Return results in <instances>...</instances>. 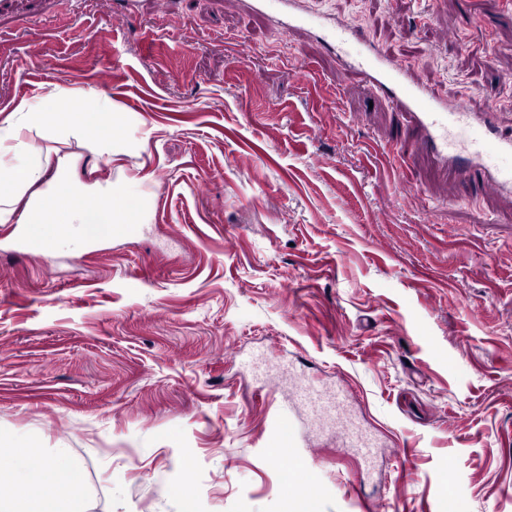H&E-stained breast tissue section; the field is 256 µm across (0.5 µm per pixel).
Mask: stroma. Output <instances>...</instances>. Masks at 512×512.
<instances>
[{"label":"stroma","mask_w":512,"mask_h":512,"mask_svg":"<svg viewBox=\"0 0 512 512\" xmlns=\"http://www.w3.org/2000/svg\"><path fill=\"white\" fill-rule=\"evenodd\" d=\"M304 7L512 132V0ZM0 91V127L21 102L57 127L117 113L119 135L61 151L143 210L93 248L25 250L0 223V470L18 439L64 450L96 512H512V211L401 166L408 135L362 74L238 0L129 20L55 0L0 33ZM47 146L1 139L0 180ZM294 376L345 389L373 457L289 429ZM292 440L293 489L273 461ZM278 462L288 466L289 478L293 485L301 484L304 472L308 469L307 459L299 452L289 453V455L278 454Z\"/></svg>","instance_id":"stroma-1"}]
</instances>
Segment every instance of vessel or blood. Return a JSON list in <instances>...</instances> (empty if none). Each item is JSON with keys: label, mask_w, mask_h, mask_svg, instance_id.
<instances>
[{"label": "vessel or blood", "mask_w": 512, "mask_h": 512, "mask_svg": "<svg viewBox=\"0 0 512 512\" xmlns=\"http://www.w3.org/2000/svg\"><path fill=\"white\" fill-rule=\"evenodd\" d=\"M250 8L270 15L290 31L312 34L317 22L300 12L299 0H248ZM322 29V28H319ZM321 39L340 47V60L357 68L371 87L383 91L396 115L409 131L402 162L426 155L444 182L478 180L487 192L512 197V138L496 135V115L474 112L463 102H448L418 82L412 72L398 65L373 46L351 37L346 23L322 29ZM137 224H89L85 232L89 244L108 238L132 236ZM344 392L331 393L301 381L288 391L286 406L296 417L318 428L335 429L337 435L371 447L372 442L348 418Z\"/></svg>", "instance_id": "obj_1"}]
</instances>
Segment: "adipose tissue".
Here are the masks:
<instances>
[{
	"label": "adipose tissue",
	"mask_w": 512,
	"mask_h": 512,
	"mask_svg": "<svg viewBox=\"0 0 512 512\" xmlns=\"http://www.w3.org/2000/svg\"><path fill=\"white\" fill-rule=\"evenodd\" d=\"M45 181V191L67 198V207L57 210L53 221L65 225V237L81 241L80 225L94 222L119 224L123 215L119 212L91 214L82 205L87 197L109 198L120 194L118 185L108 183L84 184L76 180L72 166L66 159H58L55 172H48L46 165H28L16 170L13 180L0 186V223H7L11 207L19 200L27 206L21 217L22 223L40 224L44 212L38 197H27V189L38 181ZM56 490L53 497L41 495L43 486ZM0 512H89L84 491V474L71 463L65 454L47 456L43 449L22 446L13 458L7 474L0 476Z\"/></svg>",
	"instance_id": "adipose-tissue-1"
}]
</instances>
